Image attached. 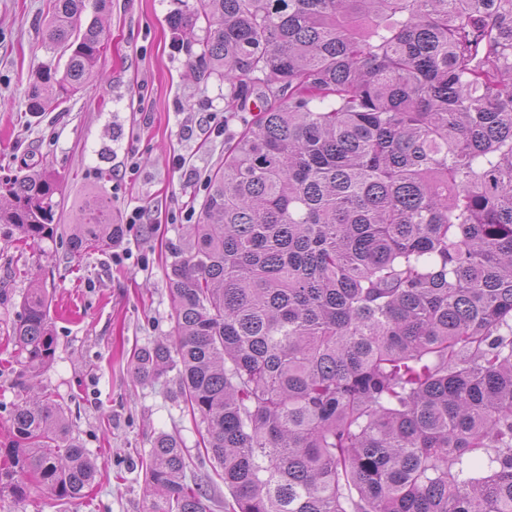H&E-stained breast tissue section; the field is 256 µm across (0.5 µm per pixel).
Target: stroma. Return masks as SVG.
<instances>
[{
  "mask_svg": "<svg viewBox=\"0 0 512 512\" xmlns=\"http://www.w3.org/2000/svg\"><path fill=\"white\" fill-rule=\"evenodd\" d=\"M52 4L0 0V177L49 166L60 181L56 241L22 248L15 226L0 224V443L8 442L11 411L24 397L8 333L35 277L51 299L57 338L36 384L63 404L70 435L98 475L85 497L57 501L35 487L24 500L1 495L0 512H144L140 461L157 433L183 441L196 476L214 466L201 446L204 423L173 397L174 377L138 383L130 355L172 335L168 272L173 249L188 239L180 214L199 211L206 194L175 160L185 157L204 175L223 164L225 141L210 135L208 115L223 111L225 85L191 66L168 24L197 0H109L98 78L62 107L30 115L33 74L59 60L44 43ZM131 158L137 168L129 173ZM92 192L111 202L114 223L136 206L148 221L111 249L74 259L67 240Z\"/></svg>",
  "mask_w": 512,
  "mask_h": 512,
  "instance_id": "1",
  "label": "stroma"
}]
</instances>
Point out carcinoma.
Wrapping results in <instances>:
<instances>
[{"label": "carcinoma", "instance_id": "cac0c4a2", "mask_svg": "<svg viewBox=\"0 0 512 512\" xmlns=\"http://www.w3.org/2000/svg\"><path fill=\"white\" fill-rule=\"evenodd\" d=\"M107 0H54L39 115L97 76ZM224 111L257 106L208 175L174 250L175 346L137 349L135 379L176 371L206 423L224 512H512V0H198L170 17ZM59 182L0 179V223L54 241ZM123 231L93 194L73 256ZM9 340L24 373L53 360L32 282ZM63 406H15L0 492L58 500L96 479ZM181 442L151 441L144 512H211Z\"/></svg>", "mask_w": 512, "mask_h": 512}]
</instances>
